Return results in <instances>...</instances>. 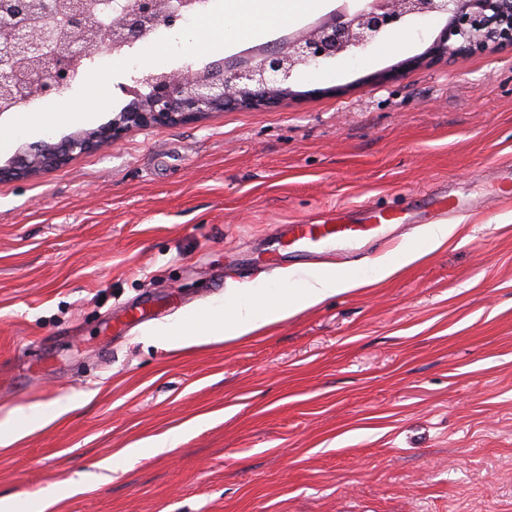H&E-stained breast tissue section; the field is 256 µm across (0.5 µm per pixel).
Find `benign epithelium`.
<instances>
[{
	"mask_svg": "<svg viewBox=\"0 0 512 512\" xmlns=\"http://www.w3.org/2000/svg\"><path fill=\"white\" fill-rule=\"evenodd\" d=\"M27 0H0V112L27 101L34 88L44 98L69 87L70 63L87 48H109L139 41L163 25L182 19L192 0H128L112 24L89 23L84 0H33L39 20L24 8ZM343 5L316 26L299 31L277 50L253 63L224 71L208 65L168 73H148L127 89L132 105L106 124L52 144L40 141L19 150L0 180L37 174L71 156L120 138L133 127L167 126L198 115L242 108L270 109L291 92L295 74L332 59L354 57L409 19H446L431 46L429 64L488 50H512V0H362Z\"/></svg>",
	"mask_w": 512,
	"mask_h": 512,
	"instance_id": "obj_1",
	"label": "benign epithelium"
}]
</instances>
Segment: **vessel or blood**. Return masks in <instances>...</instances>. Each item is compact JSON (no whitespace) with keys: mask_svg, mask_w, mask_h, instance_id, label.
Segmentation results:
<instances>
[{"mask_svg":"<svg viewBox=\"0 0 512 512\" xmlns=\"http://www.w3.org/2000/svg\"><path fill=\"white\" fill-rule=\"evenodd\" d=\"M423 209L452 218L458 205L450 196L435 193L424 200ZM395 219V214L377 209H365L356 216L342 212L332 224L289 225L288 244L294 251L314 256L333 250L344 256H365L373 241L381 236L383 226Z\"/></svg>","mask_w":512,"mask_h":512,"instance_id":"vessel-or-blood-1","label":"vessel or blood"}]
</instances>
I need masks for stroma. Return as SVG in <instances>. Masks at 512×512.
Listing matches in <instances>:
<instances>
[{
	"mask_svg": "<svg viewBox=\"0 0 512 512\" xmlns=\"http://www.w3.org/2000/svg\"><path fill=\"white\" fill-rule=\"evenodd\" d=\"M342 0L228 44L252 57ZM441 19L400 27L403 49L295 75L300 99L208 112L121 139L38 175L0 180V419L32 404L69 413L0 450V499L61 494L53 512H512V51L377 73L421 55ZM125 64L45 99L69 112L19 148L108 122L128 102ZM463 199L447 246L253 338L180 349L149 330L321 271L373 276L422 246L393 224L372 258L283 254L290 224L342 209L418 212L431 191ZM186 426L173 450L100 462Z\"/></svg>",
	"mask_w": 512,
	"mask_h": 512,
	"instance_id": "obj_1",
	"label": "stroma"
}]
</instances>
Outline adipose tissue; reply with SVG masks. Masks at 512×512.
<instances>
[{
    "label": "adipose tissue",
    "instance_id": "adipose-tissue-1",
    "mask_svg": "<svg viewBox=\"0 0 512 512\" xmlns=\"http://www.w3.org/2000/svg\"><path fill=\"white\" fill-rule=\"evenodd\" d=\"M323 5V0H225L224 37L229 40L256 36L274 24L294 21L301 14L318 10ZM358 286L357 280L326 272L313 276L300 288H232L225 294L223 308H210L200 314L202 334L189 332L182 326H161L153 335L171 347L196 344L205 337L238 340ZM47 423L45 409L40 405L9 412L0 421V447H9L44 428Z\"/></svg>",
    "mask_w": 512,
    "mask_h": 512
}]
</instances>
